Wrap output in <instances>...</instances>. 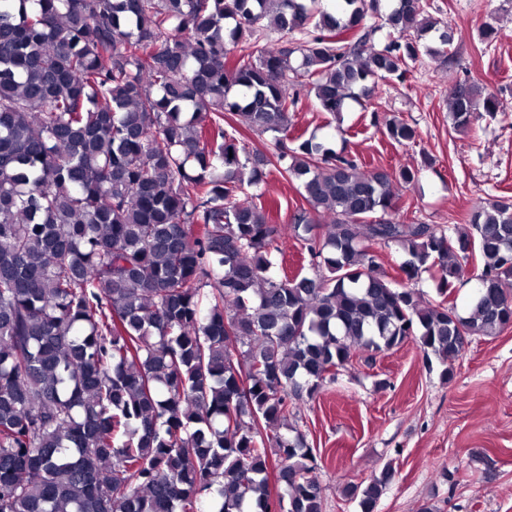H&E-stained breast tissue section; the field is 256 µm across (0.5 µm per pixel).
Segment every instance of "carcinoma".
Masks as SVG:
<instances>
[{
	"label": "carcinoma",
	"instance_id": "obj_1",
	"mask_svg": "<svg viewBox=\"0 0 512 512\" xmlns=\"http://www.w3.org/2000/svg\"><path fill=\"white\" fill-rule=\"evenodd\" d=\"M307 2L0 0V512H323L297 401L359 350L446 363L512 328L511 199L468 229L407 222L393 187L420 171L290 133L298 88L336 116L421 52L450 64L453 28L424 0ZM375 18L397 37L375 44ZM448 107L458 131L506 111L475 80ZM270 167L306 203L288 229L309 273L271 272ZM392 475L347 495L375 512Z\"/></svg>",
	"mask_w": 512,
	"mask_h": 512
}]
</instances>
